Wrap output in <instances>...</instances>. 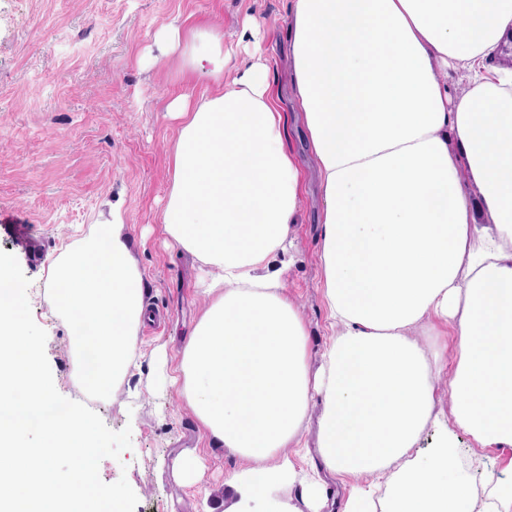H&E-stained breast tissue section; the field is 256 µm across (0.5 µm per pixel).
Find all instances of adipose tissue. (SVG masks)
<instances>
[{"label":"adipose tissue","mask_w":512,"mask_h":512,"mask_svg":"<svg viewBox=\"0 0 512 512\" xmlns=\"http://www.w3.org/2000/svg\"><path fill=\"white\" fill-rule=\"evenodd\" d=\"M296 109L321 188V290L339 331L318 371L284 292L304 175L285 148L287 118L257 59L225 84L224 33L157 38L215 93L175 98L178 122L160 222L169 244L214 276L208 305L174 372L204 432L242 462L225 512H323L295 446L320 401L318 449L341 478L363 481L343 512H512V478L477 500L451 467L456 437L512 450V0H292ZM465 71L450 96L438 70ZM85 387L108 393L134 362L144 281L119 224L98 225L46 273ZM448 327L453 358L424 345ZM449 369L451 426L413 456L438 420L434 375ZM399 472H391L395 461ZM301 482L300 502L279 488ZM387 482L381 503L370 489Z\"/></svg>","instance_id":"1"}]
</instances>
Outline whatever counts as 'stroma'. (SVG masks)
<instances>
[{"label":"stroma","mask_w":512,"mask_h":512,"mask_svg":"<svg viewBox=\"0 0 512 512\" xmlns=\"http://www.w3.org/2000/svg\"><path fill=\"white\" fill-rule=\"evenodd\" d=\"M289 0H0V251L13 254L31 284L35 322L47 333L46 356L64 397L85 402L113 431L130 429L132 447L99 464L103 482L127 479L135 512H224L235 493L227 481L242 462L202 431L176 390L152 392L148 361L105 398L78 386L69 337L47 300L46 270L62 246L97 225H124L144 274L151 319L137 343L176 363L202 312L200 270L166 245L160 214L169 187V153L178 127L168 104L197 99L213 85L186 76L178 56L163 54L156 33L214 26L234 54L226 81L241 76L261 49L274 91L293 106L288 67ZM260 25L251 36L249 20ZM286 147L305 174L304 210L284 258L283 281L309 330V363L318 368L336 330L319 288V178L304 126L288 121ZM25 224L29 233L14 232ZM201 459L187 483L184 455ZM457 468L484 496L490 481L512 476V459L458 436Z\"/></svg>","instance_id":"obj_1"}]
</instances>
